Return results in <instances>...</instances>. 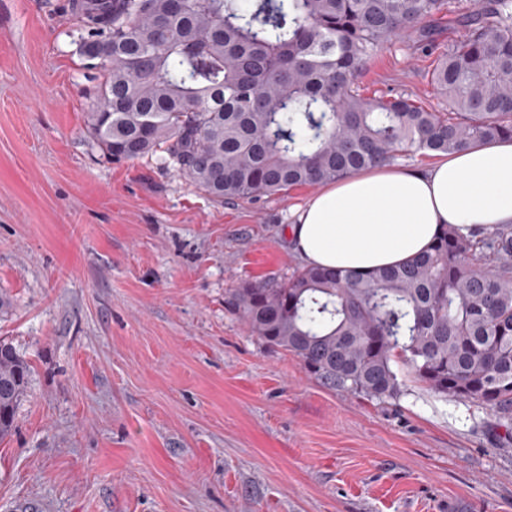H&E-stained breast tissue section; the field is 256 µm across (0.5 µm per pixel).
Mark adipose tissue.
Returning a JSON list of instances; mask_svg holds the SVG:
<instances>
[{
  "label": "adipose tissue",
  "mask_w": 512,
  "mask_h": 512,
  "mask_svg": "<svg viewBox=\"0 0 512 512\" xmlns=\"http://www.w3.org/2000/svg\"><path fill=\"white\" fill-rule=\"evenodd\" d=\"M447 224H512L511 139L473 146L424 169L353 173L298 207L287 236L306 265L368 272L422 254Z\"/></svg>",
  "instance_id": "adipose-tissue-1"
}]
</instances>
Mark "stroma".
Returning a JSON list of instances; mask_svg holds the SVG:
<instances>
[{"label":"stroma","instance_id":"1","mask_svg":"<svg viewBox=\"0 0 512 512\" xmlns=\"http://www.w3.org/2000/svg\"><path fill=\"white\" fill-rule=\"evenodd\" d=\"M80 37L68 0H0V339L30 367L0 512H512L488 410L332 389L226 308L302 268L314 188L217 205L173 163L102 159ZM435 65L393 38L361 91L430 105Z\"/></svg>","mask_w":512,"mask_h":512}]
</instances>
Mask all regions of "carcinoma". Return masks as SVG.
<instances>
[{
    "instance_id": "carcinoma-1",
    "label": "carcinoma",
    "mask_w": 512,
    "mask_h": 512,
    "mask_svg": "<svg viewBox=\"0 0 512 512\" xmlns=\"http://www.w3.org/2000/svg\"><path fill=\"white\" fill-rule=\"evenodd\" d=\"M445 0H85L79 53L94 71L86 131L110 162L157 157L216 204L340 180L411 153L512 138V0H477L443 48L421 23ZM437 54L438 108L366 97L387 39ZM112 47L100 64L93 51ZM225 303L262 344L324 385L397 398L402 359L434 393L492 412L512 440V225H448L423 254L370 273L305 266ZM30 369L0 341V438Z\"/></svg>"
}]
</instances>
